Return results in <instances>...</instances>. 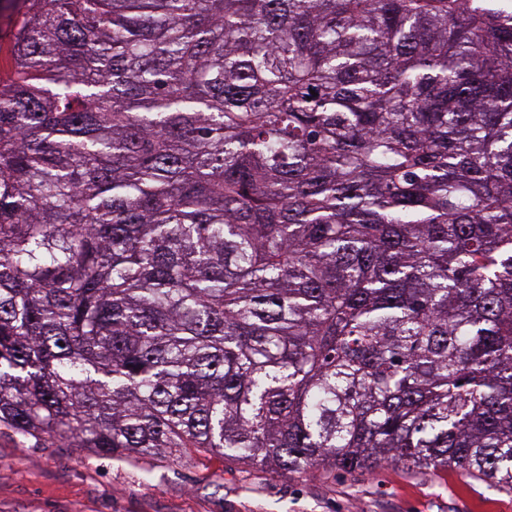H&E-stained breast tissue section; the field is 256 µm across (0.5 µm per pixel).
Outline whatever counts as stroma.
I'll list each match as a JSON object with an SVG mask.
<instances>
[{"label": "stroma", "mask_w": 512, "mask_h": 512, "mask_svg": "<svg viewBox=\"0 0 512 512\" xmlns=\"http://www.w3.org/2000/svg\"><path fill=\"white\" fill-rule=\"evenodd\" d=\"M0 512H512V493L454 468L298 477L204 453L97 458L0 427Z\"/></svg>", "instance_id": "35a3bbf8"}]
</instances>
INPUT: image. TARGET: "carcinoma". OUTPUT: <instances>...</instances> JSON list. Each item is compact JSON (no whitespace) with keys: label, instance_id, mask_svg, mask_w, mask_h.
Instances as JSON below:
<instances>
[{"label":"carcinoma","instance_id":"1","mask_svg":"<svg viewBox=\"0 0 512 512\" xmlns=\"http://www.w3.org/2000/svg\"><path fill=\"white\" fill-rule=\"evenodd\" d=\"M0 427L512 492V8L11 0Z\"/></svg>","mask_w":512,"mask_h":512}]
</instances>
